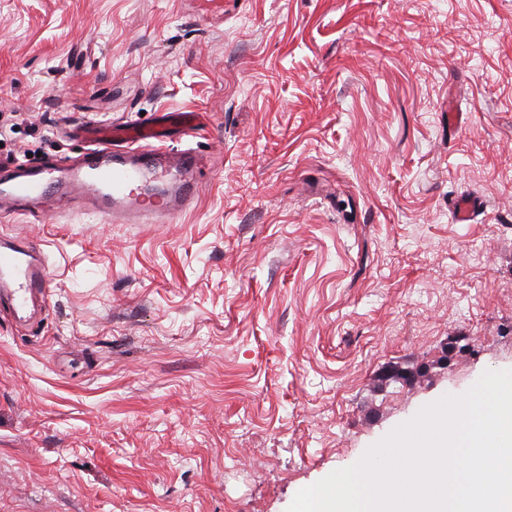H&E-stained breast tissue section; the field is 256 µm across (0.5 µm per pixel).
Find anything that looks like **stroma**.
I'll return each mask as SVG.
<instances>
[{"label": "stroma", "mask_w": 512, "mask_h": 512, "mask_svg": "<svg viewBox=\"0 0 512 512\" xmlns=\"http://www.w3.org/2000/svg\"><path fill=\"white\" fill-rule=\"evenodd\" d=\"M160 112L171 223L0 216L52 279L0 309V512H287L512 365V0H0V164Z\"/></svg>", "instance_id": "obj_1"}]
</instances>
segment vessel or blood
I'll use <instances>...</instances> for the list:
<instances>
[{
    "label": "vessel or blood",
    "instance_id": "b4317fda",
    "mask_svg": "<svg viewBox=\"0 0 512 512\" xmlns=\"http://www.w3.org/2000/svg\"><path fill=\"white\" fill-rule=\"evenodd\" d=\"M195 123L172 128L133 123L115 131L101 125L97 143L79 162H15L0 167V211L22 203L86 207L119 224H164L195 197L194 174L204 157L196 148L171 152L168 140L192 135ZM51 291L48 259L32 242L0 239V304L13 312L46 301Z\"/></svg>",
    "mask_w": 512,
    "mask_h": 512
}]
</instances>
